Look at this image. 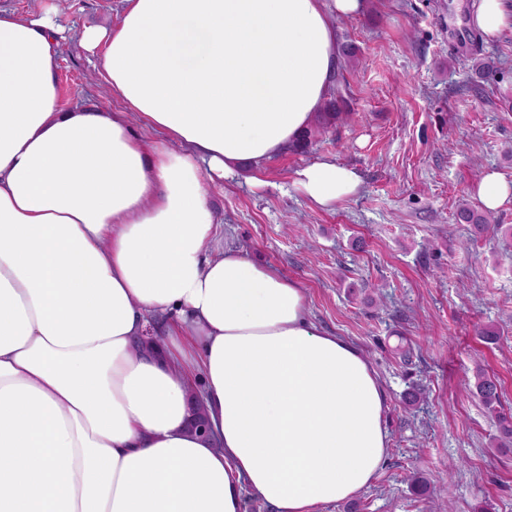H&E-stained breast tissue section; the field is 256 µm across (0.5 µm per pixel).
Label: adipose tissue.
Segmentation results:
<instances>
[{
	"label": "adipose tissue",
	"instance_id": "ef3b65f1",
	"mask_svg": "<svg viewBox=\"0 0 512 512\" xmlns=\"http://www.w3.org/2000/svg\"><path fill=\"white\" fill-rule=\"evenodd\" d=\"M363 8L125 0L80 37L118 109L63 108L50 11L0 10V512H244L247 492L316 512L371 483L388 433L365 355L277 268L208 249V177L297 143L336 73L331 17ZM470 22L494 39L512 9L473 0ZM295 183L327 207L362 179L324 159Z\"/></svg>",
	"mask_w": 512,
	"mask_h": 512
}]
</instances>
